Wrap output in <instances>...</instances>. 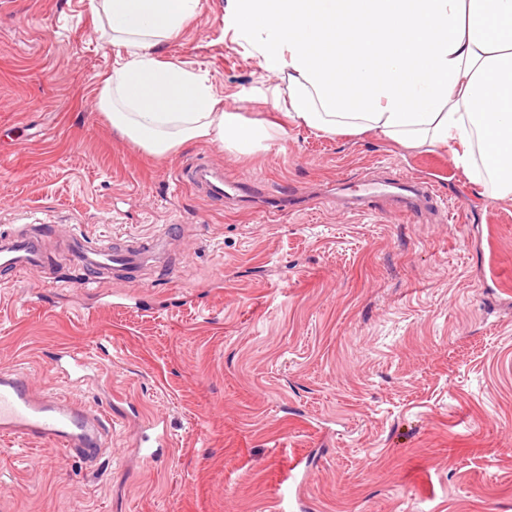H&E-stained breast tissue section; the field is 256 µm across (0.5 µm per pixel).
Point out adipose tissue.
<instances>
[{"label":"adipose tissue","instance_id":"1","mask_svg":"<svg viewBox=\"0 0 512 512\" xmlns=\"http://www.w3.org/2000/svg\"><path fill=\"white\" fill-rule=\"evenodd\" d=\"M89 6L125 50L96 107L129 142L162 157L202 140L241 155L279 140V125L224 111L205 74L158 58L201 0ZM222 22L281 75L272 103L290 122L451 150L512 200V0H227Z\"/></svg>","mask_w":512,"mask_h":512}]
</instances>
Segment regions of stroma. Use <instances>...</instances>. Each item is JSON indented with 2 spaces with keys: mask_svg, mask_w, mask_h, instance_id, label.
Segmentation results:
<instances>
[{
  "mask_svg": "<svg viewBox=\"0 0 512 512\" xmlns=\"http://www.w3.org/2000/svg\"><path fill=\"white\" fill-rule=\"evenodd\" d=\"M89 0H0V234L42 225L43 269H0V370L107 422L88 462L0 437V512H512V200L448 150L287 124L243 157L211 142L155 157L95 106L119 46ZM163 46L223 107L279 84L225 36L226 0ZM240 190L207 198L190 164ZM419 176L436 204L355 214L336 181ZM157 242L132 282L85 281L71 236ZM96 366L61 377L59 351ZM171 448L143 459L146 420Z\"/></svg>",
  "mask_w": 512,
  "mask_h": 512,
  "instance_id": "obj_1",
  "label": "stroma"
}]
</instances>
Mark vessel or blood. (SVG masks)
I'll return each instance as SVG.
<instances>
[{"mask_svg": "<svg viewBox=\"0 0 512 512\" xmlns=\"http://www.w3.org/2000/svg\"><path fill=\"white\" fill-rule=\"evenodd\" d=\"M188 182L212 199L224 196V175L205 163L192 165ZM425 187L407 178L387 181L366 180L350 188V204L363 211L365 203L377 197L395 202L408 213L415 212L421 200L429 198ZM70 258L82 269L131 278L146 261L147 247H91L84 237H73ZM45 253L40 240L28 235L0 236V268L14 273L42 268ZM58 369L70 380L83 379L90 365L84 357L60 353ZM0 435L21 439L47 440L85 460L92 461L107 441L105 423L83 406L53 393L32 392L26 377L17 371H0Z\"/></svg>", "mask_w": 512, "mask_h": 512, "instance_id": "vessel-or-blood-1", "label": "vessel or blood"}]
</instances>
